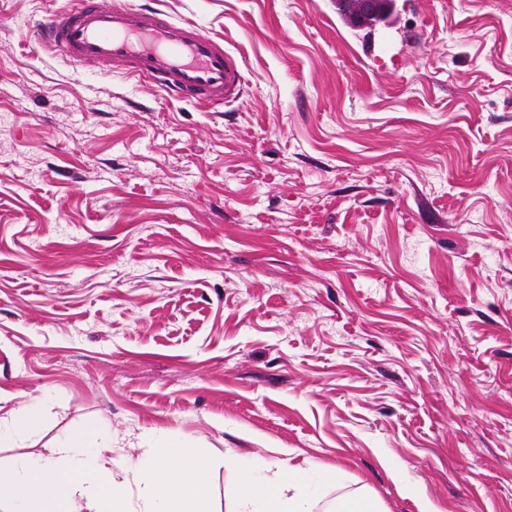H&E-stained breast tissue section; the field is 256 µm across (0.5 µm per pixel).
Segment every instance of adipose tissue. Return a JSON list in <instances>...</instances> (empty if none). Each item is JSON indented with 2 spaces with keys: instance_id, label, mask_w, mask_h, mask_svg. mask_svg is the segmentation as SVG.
Listing matches in <instances>:
<instances>
[{
  "instance_id": "obj_1",
  "label": "adipose tissue",
  "mask_w": 512,
  "mask_h": 512,
  "mask_svg": "<svg viewBox=\"0 0 512 512\" xmlns=\"http://www.w3.org/2000/svg\"><path fill=\"white\" fill-rule=\"evenodd\" d=\"M34 400L0 416V447L41 419ZM238 474L234 512H311L313 489L281 462L228 458ZM204 455L163 438L122 472L112 470V431L65 432L36 452L0 458V512H214Z\"/></svg>"
}]
</instances>
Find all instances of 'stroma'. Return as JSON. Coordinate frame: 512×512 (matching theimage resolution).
<instances>
[{
  "label": "stroma",
  "mask_w": 512,
  "mask_h": 512,
  "mask_svg": "<svg viewBox=\"0 0 512 512\" xmlns=\"http://www.w3.org/2000/svg\"><path fill=\"white\" fill-rule=\"evenodd\" d=\"M245 61L221 109L48 50L0 0V409L314 482V512H512V0H126ZM139 448H131L132 440Z\"/></svg>",
  "instance_id": "1"
}]
</instances>
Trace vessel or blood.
Segmentation results:
<instances>
[{
  "label": "vessel or blood",
  "mask_w": 512,
  "mask_h": 512,
  "mask_svg": "<svg viewBox=\"0 0 512 512\" xmlns=\"http://www.w3.org/2000/svg\"><path fill=\"white\" fill-rule=\"evenodd\" d=\"M34 34L95 73L145 81L180 100L220 106L242 90V61L217 37L193 21L124 0H76Z\"/></svg>",
  "instance_id": "b4317fda"
}]
</instances>
